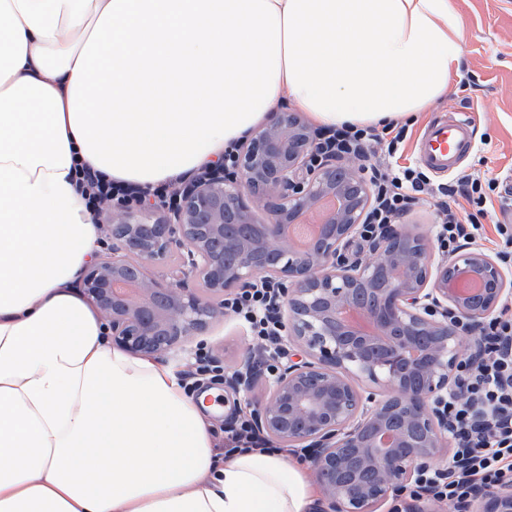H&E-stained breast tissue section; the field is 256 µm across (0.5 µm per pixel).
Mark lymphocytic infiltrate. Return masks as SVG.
I'll return each instance as SVG.
<instances>
[{
  "mask_svg": "<svg viewBox=\"0 0 512 512\" xmlns=\"http://www.w3.org/2000/svg\"><path fill=\"white\" fill-rule=\"evenodd\" d=\"M408 125L321 127L311 164L327 158L359 159L372 190V205L359 235L361 244L373 245L388 228L402 223L421 197L435 201L436 248L448 255L467 244L485 240L482 221L493 209H512V185L505 177L468 174L449 184L433 183L417 164L400 165ZM88 208L99 211L103 199L138 205L147 199L167 207L178 203L167 185L146 190L131 183L106 180L86 164L75 167ZM280 300L266 283L239 289L225 298V311L245 326L263 353L266 372L278 368L276 345ZM484 348L479 360L462 361L456 371L455 392L448 395V419L455 450L446 467L422 473L421 490L439 502H462L475 488L489 491L512 483V312L490 316L484 326ZM253 449L267 451L247 412H237L224 430V454Z\"/></svg>",
  "mask_w": 512,
  "mask_h": 512,
  "instance_id": "lymphocytic-infiltrate-1",
  "label": "lymphocytic infiltrate"
}]
</instances>
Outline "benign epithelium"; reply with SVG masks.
<instances>
[{
  "mask_svg": "<svg viewBox=\"0 0 512 512\" xmlns=\"http://www.w3.org/2000/svg\"><path fill=\"white\" fill-rule=\"evenodd\" d=\"M313 144L297 113L277 111L253 132L234 174L221 167L191 178L162 217L112 209V255L85 270L83 291L109 323L113 345L163 358L224 319L227 293L258 281L278 288L281 370L263 377L248 352L224 386L251 397L265 385L252 406L254 427L310 450L322 512H377L442 459L455 371L482 351V328L512 295V280L477 246L435 259L425 236L403 226L349 259L371 190L355 161L310 167ZM330 193L344 205L303 255L283 225ZM174 249L182 261L161 279L150 275L148 266ZM461 274L481 280L482 292H459ZM127 277L138 279V295L113 297V282ZM359 379L382 391L364 393ZM456 512H512V484Z\"/></svg>",
  "mask_w": 512,
  "mask_h": 512,
  "instance_id": "7a95c632",
  "label": "benign epithelium"
}]
</instances>
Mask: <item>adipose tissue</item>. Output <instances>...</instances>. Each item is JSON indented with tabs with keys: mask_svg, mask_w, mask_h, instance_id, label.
I'll return each mask as SVG.
<instances>
[{
	"mask_svg": "<svg viewBox=\"0 0 512 512\" xmlns=\"http://www.w3.org/2000/svg\"><path fill=\"white\" fill-rule=\"evenodd\" d=\"M460 42L450 0H0V512H309L287 453L215 467L174 373L107 340L74 166L173 183L286 105L403 123Z\"/></svg>",
	"mask_w": 512,
	"mask_h": 512,
	"instance_id": "obj_1",
	"label": "adipose tissue"
}]
</instances>
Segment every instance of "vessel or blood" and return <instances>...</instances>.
Returning a JSON list of instances; mask_svg holds the SVG:
<instances>
[{"label": "vessel or blood", "mask_w": 512, "mask_h": 512, "mask_svg": "<svg viewBox=\"0 0 512 512\" xmlns=\"http://www.w3.org/2000/svg\"><path fill=\"white\" fill-rule=\"evenodd\" d=\"M474 144V122L469 114L456 112L427 125L416 140L419 163L428 171L454 172Z\"/></svg>", "instance_id": "obj_1"}]
</instances>
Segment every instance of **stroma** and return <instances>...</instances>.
<instances>
[{
  "label": "stroma",
  "instance_id": "obj_1",
  "mask_svg": "<svg viewBox=\"0 0 512 512\" xmlns=\"http://www.w3.org/2000/svg\"><path fill=\"white\" fill-rule=\"evenodd\" d=\"M462 22V56L459 76L473 81L468 90L451 86L427 112L422 122L455 107L475 118L476 148L467 155L461 170L467 174H512V0H451ZM224 362L234 368L252 344L245 329L233 318L215 322L198 335Z\"/></svg>",
  "mask_w": 512,
  "mask_h": 512
}]
</instances>
